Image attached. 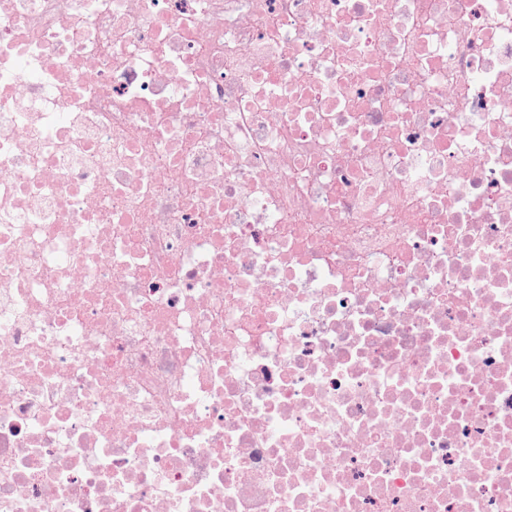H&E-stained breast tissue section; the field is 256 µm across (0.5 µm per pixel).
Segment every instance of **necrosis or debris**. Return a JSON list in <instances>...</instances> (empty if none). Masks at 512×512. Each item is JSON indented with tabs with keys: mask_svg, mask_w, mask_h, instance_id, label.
I'll return each mask as SVG.
<instances>
[{
	"mask_svg": "<svg viewBox=\"0 0 512 512\" xmlns=\"http://www.w3.org/2000/svg\"><path fill=\"white\" fill-rule=\"evenodd\" d=\"M0 512H512V0H0Z\"/></svg>",
	"mask_w": 512,
	"mask_h": 512,
	"instance_id": "4bbe7bcc",
	"label": "necrosis or debris"
}]
</instances>
